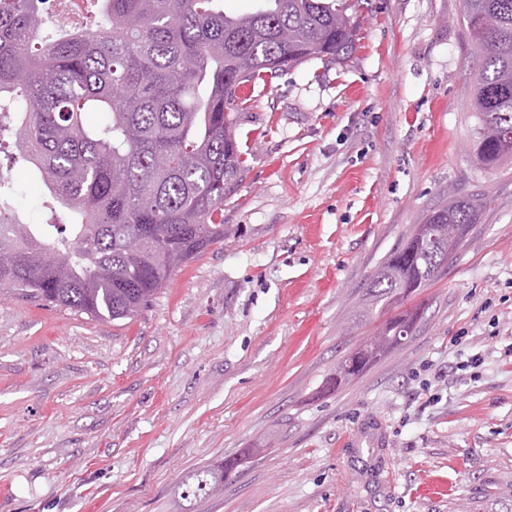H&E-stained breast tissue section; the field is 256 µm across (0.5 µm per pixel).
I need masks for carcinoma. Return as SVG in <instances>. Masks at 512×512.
<instances>
[{"instance_id": "carcinoma-1", "label": "carcinoma", "mask_w": 512, "mask_h": 512, "mask_svg": "<svg viewBox=\"0 0 512 512\" xmlns=\"http://www.w3.org/2000/svg\"><path fill=\"white\" fill-rule=\"evenodd\" d=\"M87 0L68 27L50 0H0V289L92 319L138 314L172 272L224 240V198L243 176L234 113L244 89L312 58L355 48L350 0ZM481 59L469 143L477 163L512 162V0H464ZM104 113L99 124L87 123ZM22 164L43 185L44 222L10 206ZM477 196L433 210L380 265L363 299L386 319L343 356L349 382L401 347L424 313L410 298L464 245L448 228L479 221ZM234 464L201 471L192 495L224 487Z\"/></svg>"}]
</instances>
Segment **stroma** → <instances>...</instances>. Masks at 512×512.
Segmentation results:
<instances>
[{
	"label": "stroma",
	"instance_id": "35a3bbf8",
	"mask_svg": "<svg viewBox=\"0 0 512 512\" xmlns=\"http://www.w3.org/2000/svg\"><path fill=\"white\" fill-rule=\"evenodd\" d=\"M463 6L358 0L348 62L251 90L223 242L133 318L0 291V512H512V163L467 150ZM14 182V210L41 223L39 179ZM476 193L412 335L327 388L370 331L385 255ZM229 462L220 492L187 495Z\"/></svg>",
	"mask_w": 512,
	"mask_h": 512
}]
</instances>
